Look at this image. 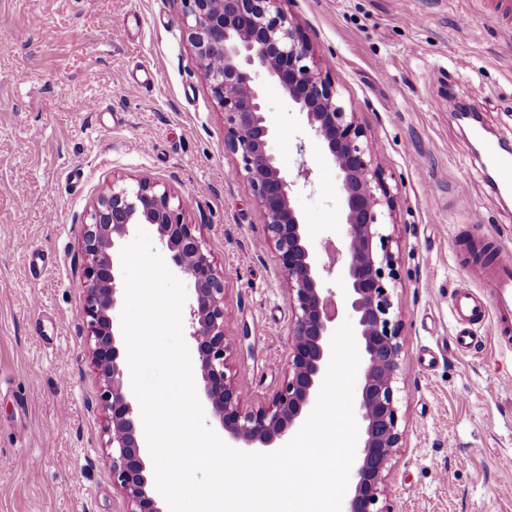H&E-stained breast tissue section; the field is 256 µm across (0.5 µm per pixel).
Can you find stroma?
<instances>
[{
  "label": "stroma",
  "mask_w": 512,
  "mask_h": 512,
  "mask_svg": "<svg viewBox=\"0 0 512 512\" xmlns=\"http://www.w3.org/2000/svg\"><path fill=\"white\" fill-rule=\"evenodd\" d=\"M281 7L327 63L393 199L405 370L384 512H512V352L448 345L455 291L482 289L457 242L490 237L512 254V195L489 179L448 100L512 144V27L487 0ZM183 12L182 0H0V512H130L80 298L83 226L111 183L168 186L223 269L226 373L242 407L267 404L284 381L287 285ZM105 15L128 22L104 29ZM141 64L152 86L135 78ZM261 85L282 165L312 171L293 200L322 251L336 233V171L281 89Z\"/></svg>",
  "instance_id": "obj_1"
}]
</instances>
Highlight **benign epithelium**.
Wrapping results in <instances>:
<instances>
[{
    "mask_svg": "<svg viewBox=\"0 0 512 512\" xmlns=\"http://www.w3.org/2000/svg\"><path fill=\"white\" fill-rule=\"evenodd\" d=\"M183 3V29L224 112V145L241 158L247 190L263 212L266 239L288 286L294 318L287 371L268 404L242 408L241 395L226 374L230 346L224 332V272L196 235V225L184 222L167 186L146 178L133 187L112 184L98 196L84 226L87 266L81 284L112 478L132 503L130 512H163L160 494L152 488L139 414L114 329L122 298L118 245L135 226L150 224L193 288L186 331L205 399L222 429L246 448H278L303 426L327 373L332 335L340 319L349 318L360 355L355 389L360 429L341 512H384L379 502L401 440L396 392L404 349L388 287L396 280V268L389 236L383 233L384 210L391 208L392 198L362 145L363 128L345 111L327 65L314 58L280 0ZM261 75L275 81L288 105L305 116L336 169L340 222L337 242L325 247L326 263L310 249L305 224L292 203L294 181L276 152L274 124L258 83ZM332 274L336 292L326 286Z\"/></svg>",
    "mask_w": 512,
    "mask_h": 512,
    "instance_id": "7a95c632",
    "label": "benign epithelium"
}]
</instances>
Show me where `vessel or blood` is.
<instances>
[{"mask_svg": "<svg viewBox=\"0 0 512 512\" xmlns=\"http://www.w3.org/2000/svg\"><path fill=\"white\" fill-rule=\"evenodd\" d=\"M485 160L491 168L496 187L512 191V153L496 143L483 145ZM473 277L486 284V292L469 289L456 291L452 302L455 330L450 341L455 350L469 351L478 341L474 326L488 327L490 335L503 349L512 348V261L504 260L490 268L475 262L469 267Z\"/></svg>", "mask_w": 512, "mask_h": 512, "instance_id": "b4317fda", "label": "vessel or blood"}]
</instances>
